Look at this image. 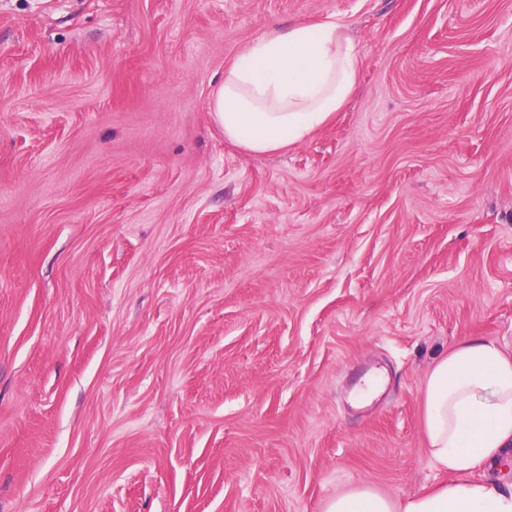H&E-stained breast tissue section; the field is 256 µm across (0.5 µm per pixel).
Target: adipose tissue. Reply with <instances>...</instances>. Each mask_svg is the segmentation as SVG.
Instances as JSON below:
<instances>
[{
    "mask_svg": "<svg viewBox=\"0 0 512 512\" xmlns=\"http://www.w3.org/2000/svg\"><path fill=\"white\" fill-rule=\"evenodd\" d=\"M359 58L333 21L293 23L246 47L211 93L227 142L253 153L295 145L347 103ZM428 455L441 475L422 492L392 497L366 484L337 492L323 512H512V488L477 478L512 455V353L461 339L422 389Z\"/></svg>",
    "mask_w": 512,
    "mask_h": 512,
    "instance_id": "obj_1",
    "label": "adipose tissue"
}]
</instances>
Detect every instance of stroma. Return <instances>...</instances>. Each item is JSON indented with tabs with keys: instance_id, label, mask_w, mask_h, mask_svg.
Instances as JSON below:
<instances>
[{
	"instance_id": "obj_1",
	"label": "stroma",
	"mask_w": 512,
	"mask_h": 512,
	"mask_svg": "<svg viewBox=\"0 0 512 512\" xmlns=\"http://www.w3.org/2000/svg\"><path fill=\"white\" fill-rule=\"evenodd\" d=\"M299 19L345 26L349 102L225 142L217 79ZM468 336L512 352V0H0V512L419 492Z\"/></svg>"
}]
</instances>
